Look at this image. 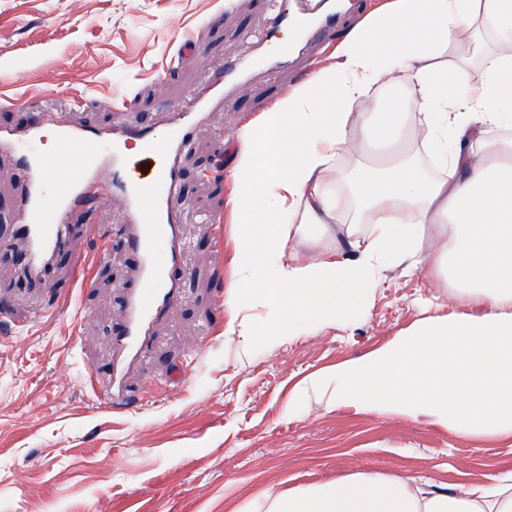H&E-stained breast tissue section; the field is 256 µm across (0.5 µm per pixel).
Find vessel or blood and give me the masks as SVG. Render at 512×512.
Listing matches in <instances>:
<instances>
[{
    "label": "vessel or blood",
    "instance_id": "obj_1",
    "mask_svg": "<svg viewBox=\"0 0 512 512\" xmlns=\"http://www.w3.org/2000/svg\"><path fill=\"white\" fill-rule=\"evenodd\" d=\"M324 0H295L291 21L301 26L304 36L297 49L307 45L306 34H317L319 10ZM246 73L242 65L224 67L210 81V92L195 98L193 111L172 113L169 136L158 138L142 122H132L104 135V144L112 148V180L127 195L132 215L128 226L132 245L143 255L141 276L146 287L134 290L128 298L127 326L120 343L124 351H139L152 323L173 303V286L156 287L162 271L152 262L154 243L176 244L179 227L175 219L177 165L181 145L191 128L203 119L211 97L221 95L224 84L239 80ZM45 122L43 113H35L24 135L0 133V156L20 151L34 153L33 162L23 165L18 174V233L26 244V258L32 273H39L64 249L69 209L75 202L92 195L96 176L85 154L78 147L87 138L79 127L64 128L51 151L36 149L38 132ZM140 143L143 157L127 158L121 145Z\"/></svg>",
    "mask_w": 512,
    "mask_h": 512
}]
</instances>
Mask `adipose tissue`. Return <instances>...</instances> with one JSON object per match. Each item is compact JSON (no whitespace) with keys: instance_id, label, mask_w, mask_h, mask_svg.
<instances>
[{"instance_id":"1","label":"adipose tissue","mask_w":512,"mask_h":512,"mask_svg":"<svg viewBox=\"0 0 512 512\" xmlns=\"http://www.w3.org/2000/svg\"><path fill=\"white\" fill-rule=\"evenodd\" d=\"M512 48V0H382L337 44L336 61L252 118L237 143L230 206L234 277L225 301L278 307L262 333L280 344L300 320L359 312L389 264L431 269L467 295L459 316L423 323L379 350L338 367L336 406L421 419L463 434L512 436V51L491 56L481 82L449 49L479 30ZM412 96L362 112L379 80ZM445 178L425 179L404 147L402 118ZM399 150L384 174L356 163L357 196L337 191L336 161L366 139ZM371 229L351 256L322 250L347 216ZM321 249L304 262V249ZM266 512H512V473L494 483L433 494L412 480L354 474L272 497Z\"/></svg>"}]
</instances>
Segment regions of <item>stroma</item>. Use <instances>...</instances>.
<instances>
[{
    "label": "stroma",
    "mask_w": 512,
    "mask_h": 512,
    "mask_svg": "<svg viewBox=\"0 0 512 512\" xmlns=\"http://www.w3.org/2000/svg\"><path fill=\"white\" fill-rule=\"evenodd\" d=\"M289 0H0V132L112 131L130 118L167 131L206 79L240 58L181 151V257L153 252L179 286L131 360L121 408L103 403L114 338L141 257L125 243L129 206L110 180L71 208L69 246L24 273L16 169L0 161V512H251L266 495L357 473L416 477L439 493L512 470V439H476L407 416L336 409L335 385L309 377L389 344L424 318L459 315V289L433 271L384 272L363 315L259 335L274 308L224 300L233 275L227 222L241 127L317 67L374 0L293 49ZM48 135L41 139L49 146Z\"/></svg>",
    "instance_id": "stroma-1"
}]
</instances>
